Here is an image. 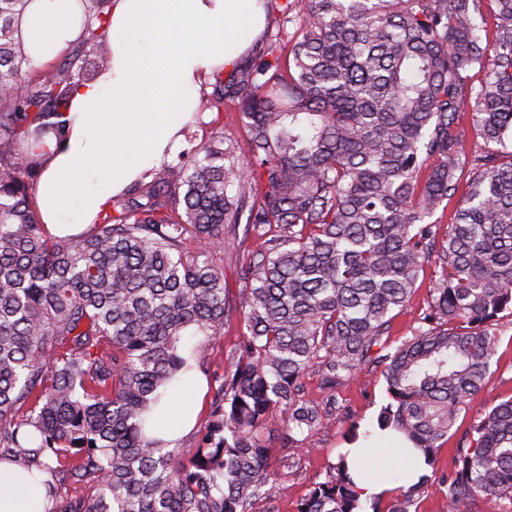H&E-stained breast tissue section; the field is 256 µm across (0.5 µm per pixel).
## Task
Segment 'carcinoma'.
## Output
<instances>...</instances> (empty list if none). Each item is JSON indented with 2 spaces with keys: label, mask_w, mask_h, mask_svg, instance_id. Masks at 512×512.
<instances>
[{
  "label": "carcinoma",
  "mask_w": 512,
  "mask_h": 512,
  "mask_svg": "<svg viewBox=\"0 0 512 512\" xmlns=\"http://www.w3.org/2000/svg\"><path fill=\"white\" fill-rule=\"evenodd\" d=\"M481 2L286 0L262 52L214 74L203 101L238 112L242 138H190L87 232L57 238L30 181L73 88L108 65L82 50L105 40L108 0L82 2L98 26L49 79L22 36L28 0H0V462L53 477L71 457L62 476L92 489L48 481L46 512H252L280 491L288 449L346 415L336 392L370 365L389 398L378 427L435 465L512 315V0H490L478 23ZM228 226L240 247L261 242L235 295L213 262ZM431 263L419 326L391 348ZM234 315L245 332L200 444L187 459L157 447L145 414L186 365V338ZM428 482L399 486L388 512H411ZM440 482L447 512L512 507V397L461 434ZM297 512H365L344 456Z\"/></svg>",
  "instance_id": "obj_1"
}]
</instances>
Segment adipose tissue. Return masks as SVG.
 I'll return each mask as SVG.
<instances>
[{
	"instance_id": "obj_1",
	"label": "adipose tissue",
	"mask_w": 512,
	"mask_h": 512,
	"mask_svg": "<svg viewBox=\"0 0 512 512\" xmlns=\"http://www.w3.org/2000/svg\"><path fill=\"white\" fill-rule=\"evenodd\" d=\"M265 21V0H111V64L73 90L63 138L47 140L37 196L46 231L83 232L144 171L171 159L198 110L202 78L231 67ZM88 22L81 0H30L21 30L33 66L79 40ZM203 388L196 369L179 372L152 405L147 436L178 447L196 425ZM374 439L347 449L362 500L386 495V458H396L407 482L428 473L418 451L397 459L405 445L398 432L378 431ZM45 494L40 477L0 463V512H43Z\"/></svg>"
}]
</instances>
